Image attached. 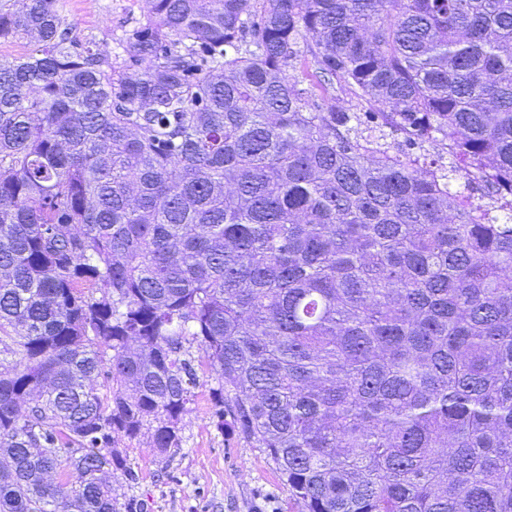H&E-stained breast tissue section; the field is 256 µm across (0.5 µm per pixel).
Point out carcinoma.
Here are the masks:
<instances>
[{
    "label": "carcinoma",
    "mask_w": 512,
    "mask_h": 512,
    "mask_svg": "<svg viewBox=\"0 0 512 512\" xmlns=\"http://www.w3.org/2000/svg\"><path fill=\"white\" fill-rule=\"evenodd\" d=\"M58 4L0 8V512H146L203 386L303 512H512V0ZM62 16L80 41L95 38L112 52H121L119 39L138 27L147 11L145 0H60Z\"/></svg>",
    "instance_id": "cac0c4a2"
}]
</instances>
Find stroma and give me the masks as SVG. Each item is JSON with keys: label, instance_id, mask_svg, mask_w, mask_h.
<instances>
[{"label": "stroma", "instance_id": "1", "mask_svg": "<svg viewBox=\"0 0 512 512\" xmlns=\"http://www.w3.org/2000/svg\"><path fill=\"white\" fill-rule=\"evenodd\" d=\"M62 16L79 40L96 39L119 51V40L145 19V0H59ZM187 438L169 457L144 443L123 441L119 450L138 472L136 495L147 512H300L274 463L232 432L210 423L207 390L184 420Z\"/></svg>", "mask_w": 512, "mask_h": 512}]
</instances>
